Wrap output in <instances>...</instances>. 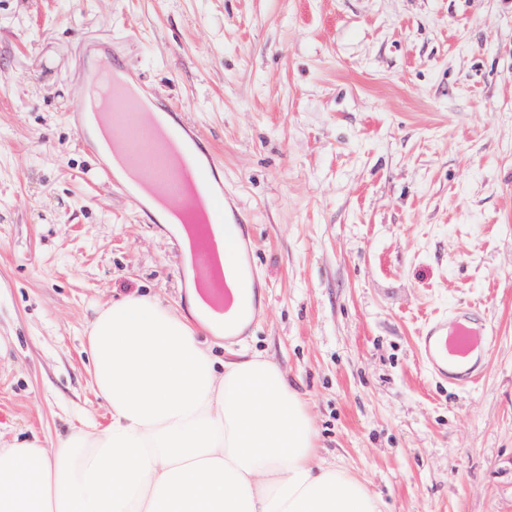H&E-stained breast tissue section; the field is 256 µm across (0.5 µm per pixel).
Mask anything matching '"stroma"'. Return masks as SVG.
Returning <instances> with one entry per match:
<instances>
[{"label": "stroma", "instance_id": "35a3bbf8", "mask_svg": "<svg viewBox=\"0 0 512 512\" xmlns=\"http://www.w3.org/2000/svg\"><path fill=\"white\" fill-rule=\"evenodd\" d=\"M107 52L252 221L258 316L214 353L275 362L383 512H512V0H0V448L107 424L97 311L190 313L167 225L82 177L71 112ZM464 305L493 338L457 389L417 338Z\"/></svg>", "mask_w": 512, "mask_h": 512}]
</instances>
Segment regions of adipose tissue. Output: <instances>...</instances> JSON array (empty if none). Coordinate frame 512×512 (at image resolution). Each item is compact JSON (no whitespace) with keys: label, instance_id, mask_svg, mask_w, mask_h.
<instances>
[{"label":"adipose tissue","instance_id":"obj_1","mask_svg":"<svg viewBox=\"0 0 512 512\" xmlns=\"http://www.w3.org/2000/svg\"><path fill=\"white\" fill-rule=\"evenodd\" d=\"M195 326L131 296L89 326L90 372L110 421L54 448H0V512H382L321 462L305 398L271 360L217 363Z\"/></svg>","mask_w":512,"mask_h":512}]
</instances>
